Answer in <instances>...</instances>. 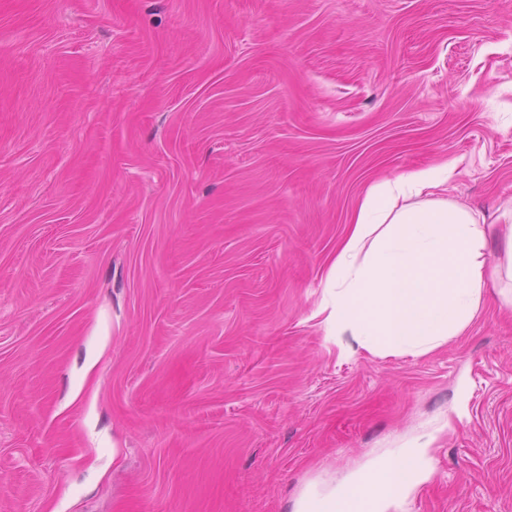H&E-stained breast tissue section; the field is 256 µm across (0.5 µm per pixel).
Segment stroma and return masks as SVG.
Segmentation results:
<instances>
[{"label": "stroma", "instance_id": "stroma-1", "mask_svg": "<svg viewBox=\"0 0 512 512\" xmlns=\"http://www.w3.org/2000/svg\"><path fill=\"white\" fill-rule=\"evenodd\" d=\"M512 210V0H0V512H293L407 443L512 512V309L416 358L318 308L376 182Z\"/></svg>", "mask_w": 512, "mask_h": 512}]
</instances>
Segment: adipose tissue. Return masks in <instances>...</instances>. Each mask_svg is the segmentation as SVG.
Segmentation results:
<instances>
[{"label":"adipose tissue","mask_w":512,"mask_h":512,"mask_svg":"<svg viewBox=\"0 0 512 512\" xmlns=\"http://www.w3.org/2000/svg\"><path fill=\"white\" fill-rule=\"evenodd\" d=\"M451 164L372 184L358 202L327 272L326 322L337 339L374 355L420 356L463 332L498 266L486 258L485 216L452 201ZM426 451L370 461L297 512H388L426 478Z\"/></svg>","instance_id":"1"}]
</instances>
